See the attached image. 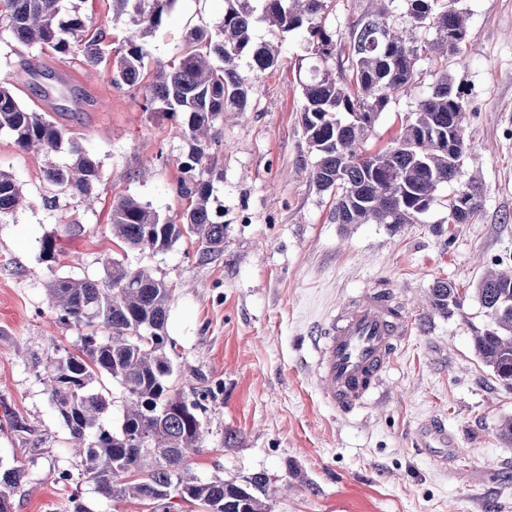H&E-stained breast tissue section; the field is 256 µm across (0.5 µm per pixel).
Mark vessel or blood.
I'll return each mask as SVG.
<instances>
[{"label": "vessel or blood", "mask_w": 512, "mask_h": 512, "mask_svg": "<svg viewBox=\"0 0 512 512\" xmlns=\"http://www.w3.org/2000/svg\"><path fill=\"white\" fill-rule=\"evenodd\" d=\"M406 328L404 311L380 290L333 322L320 348L319 369L329 400L341 411L354 410L378 390Z\"/></svg>", "instance_id": "vessel-or-blood-1"}]
</instances>
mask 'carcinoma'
<instances>
[{
	"instance_id": "cac0c4a2",
	"label": "carcinoma",
	"mask_w": 512,
	"mask_h": 512,
	"mask_svg": "<svg viewBox=\"0 0 512 512\" xmlns=\"http://www.w3.org/2000/svg\"><path fill=\"white\" fill-rule=\"evenodd\" d=\"M64 0H0V19L22 46L39 44L60 54L71 51L70 35L85 34L80 45L85 63L105 65L118 87L144 89L145 109L161 112L179 125L189 141L187 160L176 187L185 200L182 212L163 218L132 196L112 204V234L126 248L164 252L182 238L198 243L200 261L224 253V224L213 207L214 179L222 173L209 165L215 123L226 112H246L248 85L238 60L249 59L255 73L280 67L278 47L252 38L254 23L268 20L283 32H303L301 59L311 60L300 80V120L314 162L308 178L333 195L332 220L338 224H387L396 229L415 224L436 202L442 184L457 180L464 156V105L448 69L435 73L430 95L405 120L388 148L371 149L368 140L390 100L411 89L421 76L424 57L448 62L460 54L467 34L462 12L443 0H402L406 25L388 22L389 3L357 19L346 46L349 75L327 67L336 55V33L326 25L331 0H262L261 15L251 0H225L224 14L188 32L186 47L172 60L157 64L144 82L146 38L166 18L176 0H112L131 16L121 44L108 51L99 32L87 33L85 19L64 18ZM435 30L431 40L423 33ZM22 150L46 157L45 181L87 198L100 180L101 165L65 125L46 112L21 106L0 80V131ZM68 145L72 162L51 161ZM23 202L21 184L0 169V217ZM448 222L469 224L482 210V196L468 185L448 199ZM57 240L46 236L40 258L56 262ZM105 279L58 277L48 285L63 325L100 326L80 337L77 354L48 362L45 388L58 418L79 444L78 477L108 504V512L136 499L150 512H169L176 495L203 512H268L254 488L214 478L203 481L189 472V455L202 447L203 390L186 399L171 383L165 326L174 299L173 286L146 269L132 270L109 255L102 257ZM489 323L475 331L473 347L482 363L501 381L512 382V267L486 273L476 288ZM433 309L447 313L461 306L457 288L445 280L429 293ZM118 381L127 394L122 416L109 420L110 403L96 390L102 374ZM26 477L22 467L0 475V512H13L15 491Z\"/></svg>"
}]
</instances>
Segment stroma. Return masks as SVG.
<instances>
[{"label":"stroma","mask_w":512,"mask_h":512,"mask_svg":"<svg viewBox=\"0 0 512 512\" xmlns=\"http://www.w3.org/2000/svg\"><path fill=\"white\" fill-rule=\"evenodd\" d=\"M468 29L448 72L465 106V152L456 182L441 185L420 223L338 224L333 198L309 181L313 161L300 122L298 57L303 35L258 22L252 37L280 46L282 67L251 72L248 107L224 120L211 160L214 205L224 222V252L198 259L190 240L169 250L123 251L108 214L129 194L161 217L184 207L175 191L189 144L175 123L144 109L141 94L113 86L108 70H90L80 49L62 55L24 47L0 23V79L22 68L42 71L39 85L15 82L26 107L66 110L72 136L102 166L93 208L47 184L42 155L19 150L0 133V168L27 191V202L0 218V469L21 466L25 482L14 512H69L80 493L90 512L107 503L77 473L75 442L57 418L41 378L49 359L76 352L82 328L59 324L47 288L57 277L100 279L102 255L145 268L174 288L165 332L173 346L172 382L186 397L208 390L200 453L188 461L201 479L268 483L270 512H512V443L497 434L512 417V386L476 356L472 336L488 318L475 288L487 267L512 265V0H457ZM66 13L87 17L105 48L122 41L128 18L111 0H65ZM224 0H176L147 40L149 64L170 61L187 32L219 18ZM407 93L379 115L373 140L387 144L401 120L430 94L433 62ZM483 196L469 224L448 221L446 203L469 181ZM60 248L55 263L39 257L42 237ZM451 281L464 296L452 314L434 311L429 291ZM385 287L406 312L378 391L344 413L325 396L318 342L346 306ZM27 425L7 424L4 411ZM441 425L450 448L424 445Z\"/></svg>","instance_id":"1"}]
</instances>
